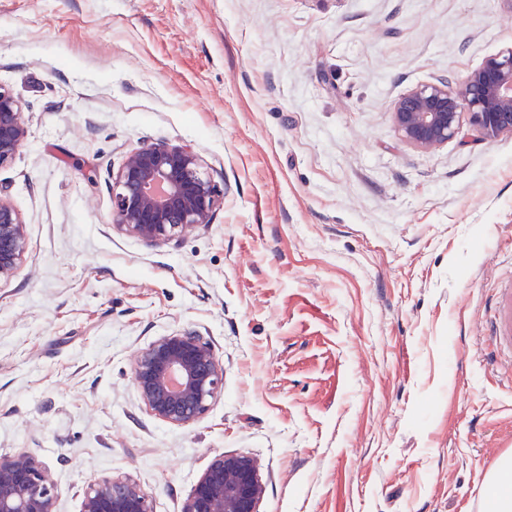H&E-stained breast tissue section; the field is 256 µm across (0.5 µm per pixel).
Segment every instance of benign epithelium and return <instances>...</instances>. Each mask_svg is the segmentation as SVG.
Listing matches in <instances>:
<instances>
[{
    "instance_id": "obj_1",
    "label": "benign epithelium",
    "mask_w": 512,
    "mask_h": 512,
    "mask_svg": "<svg viewBox=\"0 0 512 512\" xmlns=\"http://www.w3.org/2000/svg\"><path fill=\"white\" fill-rule=\"evenodd\" d=\"M485 137L512 135V46L487 57L459 88L448 81L408 89L392 107L394 128L410 146L435 150L454 138L464 114ZM23 110L0 84V166L27 140ZM114 226L149 245L178 240L211 223L221 190L192 150L141 142L112 174ZM22 222L0 198V281L25 252ZM134 382L144 406L162 421L186 426L204 414L224 380V365L203 335L186 329L161 336L137 358ZM265 484L259 462L220 454L199 478L182 512H259ZM0 512H53V485L28 453L0 455ZM83 512H153L149 498L127 480L90 485Z\"/></svg>"
}]
</instances>
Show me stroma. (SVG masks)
I'll use <instances>...</instances> for the list:
<instances>
[{
	"mask_svg": "<svg viewBox=\"0 0 512 512\" xmlns=\"http://www.w3.org/2000/svg\"><path fill=\"white\" fill-rule=\"evenodd\" d=\"M512 45V0H0V83L28 138L0 167L26 250L0 282V455L54 512L128 479L181 512L216 455L261 464L260 512H484L512 384L481 358L512 277V135L433 151L395 101ZM195 152L224 203L149 245L112 226L139 142ZM195 329L224 364L181 427L136 357Z\"/></svg>",
	"mask_w": 512,
	"mask_h": 512,
	"instance_id": "stroma-1",
	"label": "stroma"
}]
</instances>
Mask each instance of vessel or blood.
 <instances>
[{
	"mask_svg": "<svg viewBox=\"0 0 512 512\" xmlns=\"http://www.w3.org/2000/svg\"><path fill=\"white\" fill-rule=\"evenodd\" d=\"M481 331L485 360L512 377V286L493 290Z\"/></svg>",
	"mask_w": 512,
	"mask_h": 512,
	"instance_id": "vessel-or-blood-1",
	"label": "vessel or blood"
}]
</instances>
